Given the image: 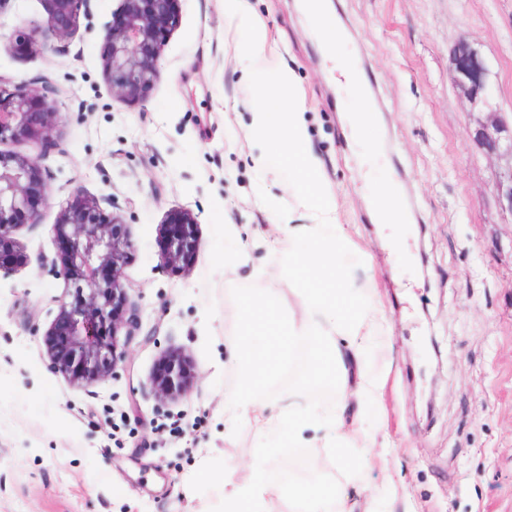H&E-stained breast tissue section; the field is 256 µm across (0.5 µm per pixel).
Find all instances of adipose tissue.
<instances>
[{"label":"adipose tissue","instance_id":"obj_1","mask_svg":"<svg viewBox=\"0 0 512 512\" xmlns=\"http://www.w3.org/2000/svg\"><path fill=\"white\" fill-rule=\"evenodd\" d=\"M295 77L289 70H280L275 84L259 81L250 84L256 102L251 127L256 137L287 153L293 171L288 191L297 207L307 210L311 228L321 236L327 247L313 259H301L292 245H285L289 266L298 268L296 306L282 310L271 309L262 294L250 296L244 309L255 322L258 335H246V343L260 341L263 353L258 363L248 371L246 384L234 398L236 406L253 411L261 427H272V419L263 415L258 391L267 373L285 363L296 339L306 338L315 352L313 375H345L346 361L336 346V332L349 336L373 326L379 319L377 309L360 305L344 290L345 272L336 264L335 244L340 241L336 202L323 188V178L317 158L307 147V130L301 103L292 93ZM271 484L258 482L253 471L246 470L228 493L234 512H260L266 497L277 494Z\"/></svg>","mask_w":512,"mask_h":512}]
</instances>
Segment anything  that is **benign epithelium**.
<instances>
[{
    "mask_svg": "<svg viewBox=\"0 0 512 512\" xmlns=\"http://www.w3.org/2000/svg\"><path fill=\"white\" fill-rule=\"evenodd\" d=\"M91 0H44L45 19L29 31L0 34V51L43 52L70 40L80 16L91 14ZM181 0H120L111 20L100 30L102 63L112 96L135 102L145 99L159 76L162 47L179 20ZM456 85L470 99L489 101V69L478 51L462 39L452 54ZM55 87L44 77L13 84L0 78V273L24 264L25 254L13 237L20 226L36 225L48 199L46 172L40 165L59 112ZM484 150L512 159V126L499 112L475 132ZM7 144H27L38 150L27 155L3 150ZM501 208L512 213V168L496 183ZM99 200L76 189L60 210L55 224L57 256L51 271L75 288L73 300H60L58 314L45 333L48 355L58 370L77 384H92L116 375L124 359L121 331L130 307L123 279L132 247L124 225L108 218ZM195 221L186 211L168 213L160 225L163 264L187 269L199 248ZM192 367L180 354L165 353L151 377L155 397L163 403L186 395Z\"/></svg>",
    "mask_w": 512,
    "mask_h": 512,
    "instance_id": "benign-epithelium-1",
    "label": "benign epithelium"
}]
</instances>
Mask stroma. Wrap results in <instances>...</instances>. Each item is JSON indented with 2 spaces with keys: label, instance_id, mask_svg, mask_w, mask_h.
<instances>
[{
  "label": "stroma",
  "instance_id": "1",
  "mask_svg": "<svg viewBox=\"0 0 512 512\" xmlns=\"http://www.w3.org/2000/svg\"><path fill=\"white\" fill-rule=\"evenodd\" d=\"M181 0L159 78L144 101L112 96L99 32L119 0H92L55 51L0 54V76H43L60 112L42 157L49 200L15 233L26 261L0 277V512H224L220 476L256 467L281 487L264 512H316L292 479L333 489L338 512H512V215L494 185L503 161L474 139L487 111L512 115V0H329L336 50L361 90L340 91L320 24L301 0ZM263 22L274 51L260 67L296 76L309 146L351 237L338 249L350 295L384 321L361 368L379 384L362 405L309 365L275 371L262 403L294 436L231 420L245 383L241 309L284 267L283 232L263 205L292 177L286 157L258 172L253 101L238 60ZM467 39L491 68L489 104L457 89L452 51ZM372 106L371 138L353 119ZM391 187L405 223L382 224L372 200ZM111 198L133 247L124 286L134 325L116 377L80 386L60 373L44 335L69 290L51 271L53 226L74 188ZM191 212L200 246L188 270L161 262L159 228ZM187 356L189 394L159 404L149 378L161 354ZM375 433L371 448L333 451L324 413ZM242 449L229 458L227 449Z\"/></svg>",
  "mask_w": 512,
  "mask_h": 512
}]
</instances>
